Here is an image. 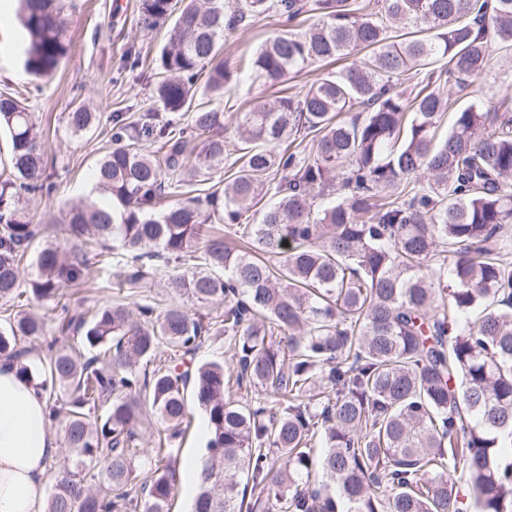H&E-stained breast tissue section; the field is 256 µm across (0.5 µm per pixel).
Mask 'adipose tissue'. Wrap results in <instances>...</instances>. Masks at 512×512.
Returning <instances> with one entry per match:
<instances>
[{
	"label": "adipose tissue",
	"instance_id": "adipose-tissue-1",
	"mask_svg": "<svg viewBox=\"0 0 512 512\" xmlns=\"http://www.w3.org/2000/svg\"><path fill=\"white\" fill-rule=\"evenodd\" d=\"M59 450L45 397L0 360V512H46L45 466Z\"/></svg>",
	"mask_w": 512,
	"mask_h": 512
}]
</instances>
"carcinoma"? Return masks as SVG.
Segmentation results:
<instances>
[{"mask_svg":"<svg viewBox=\"0 0 512 512\" xmlns=\"http://www.w3.org/2000/svg\"><path fill=\"white\" fill-rule=\"evenodd\" d=\"M269 11L318 20L261 45L263 83L357 60L239 113L237 175L195 195L197 165L224 168V34ZM18 12L26 71L52 75L72 48L62 0H19ZM139 24L167 26L151 99L180 124L112 113L116 146L60 239L36 243L20 206L43 189L47 159L28 106L0 96V358L43 391L63 433L48 512H170L175 466L137 482L138 430L148 400L162 454L188 422L189 388L209 430L192 512H512V93L472 102L435 138L491 49L512 50V0H140ZM410 74L421 79L406 100ZM95 119L80 102L69 128ZM310 134L313 154L288 150ZM253 208L241 245L213 235ZM109 241L127 257L112 302L69 314L66 290L97 287L92 269L110 262L88 246ZM30 252L28 287L73 339L48 342L38 365L23 346L47 335L21 302ZM146 259L183 265L163 277L162 308L129 302L160 272ZM219 335L227 369L164 358Z\"/></svg>","mask_w":512,"mask_h":512,"instance_id":"obj_1","label":"carcinoma"}]
</instances>
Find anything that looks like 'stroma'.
I'll return each mask as SVG.
<instances>
[{"label":"stroma","mask_w":512,"mask_h":512,"mask_svg":"<svg viewBox=\"0 0 512 512\" xmlns=\"http://www.w3.org/2000/svg\"><path fill=\"white\" fill-rule=\"evenodd\" d=\"M8 18L0 17V92L25 99L44 130L41 148L48 159V191L25 195L29 223L40 238L62 234L65 211L83 197L93 182L96 158L112 145V115L124 112L136 117L151 109L149 84L156 78L157 60L165 44L164 28L148 30L138 24L139 0H65L68 34L73 42L70 56L48 78L29 75L17 42L21 24L18 0H10ZM276 17H260L245 30L225 35L223 56L234 75L224 92L221 107L224 128L233 131L236 118L253 102L274 101L277 89L254 81L251 65L258 47L282 32ZM140 51L143 64L137 69L123 65L128 46ZM512 87V52L492 51L488 71L465 92L452 96L440 133L450 130L454 111L477 99H487ZM93 100L98 113L95 125L81 136L71 135L67 114L74 103ZM207 417L192 411V426L171 446L173 465L184 458L207 456Z\"/></svg>","instance_id":"1"}]
</instances>
